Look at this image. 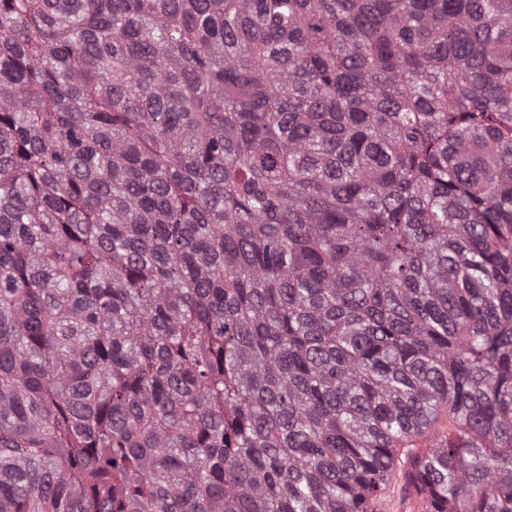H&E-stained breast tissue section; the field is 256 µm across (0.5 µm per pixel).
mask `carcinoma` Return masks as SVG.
<instances>
[{
    "instance_id": "cac0c4a2",
    "label": "carcinoma",
    "mask_w": 512,
    "mask_h": 512,
    "mask_svg": "<svg viewBox=\"0 0 512 512\" xmlns=\"http://www.w3.org/2000/svg\"><path fill=\"white\" fill-rule=\"evenodd\" d=\"M399 479L512 512V0H0V512Z\"/></svg>"
}]
</instances>
